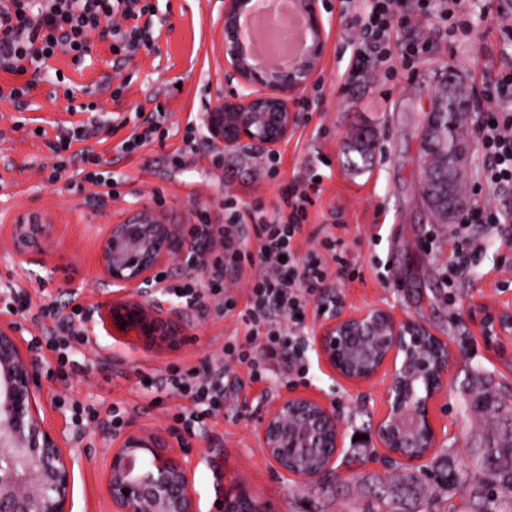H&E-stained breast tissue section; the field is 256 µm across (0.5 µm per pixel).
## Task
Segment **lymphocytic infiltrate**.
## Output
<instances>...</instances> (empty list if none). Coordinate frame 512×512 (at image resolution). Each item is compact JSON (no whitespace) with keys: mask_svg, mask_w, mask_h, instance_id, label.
I'll return each mask as SVG.
<instances>
[{"mask_svg":"<svg viewBox=\"0 0 512 512\" xmlns=\"http://www.w3.org/2000/svg\"><path fill=\"white\" fill-rule=\"evenodd\" d=\"M342 2L343 14L359 30L358 49L346 71L349 84L365 70L391 62L388 49L396 16L439 18L430 32L416 31L412 50L419 55L429 53L437 37L465 25L461 0H376L365 14L353 13L354 0ZM148 10L141 0H0V69L39 79L46 61L57 53L82 60L97 32L111 37L113 53L133 52L148 42V29L140 24ZM496 15L502 49L494 77L484 80L483 86L497 111L478 135L488 159L482 176L492 197L512 190V0H498ZM99 124V119L89 118L73 127L66 139L81 143L76 174L95 187L94 197L102 202L120 192L115 181L94 172L99 158L85 145ZM320 192L315 182L306 189L288 185L281 195L284 211L271 217L255 207L235 208L229 200L224 203L227 223H212L208 212H201L198 223L181 232L189 246L188 273L178 280L168 272L153 278L161 294L176 298L185 308L213 304L217 315L234 316L245 329L244 334H232L219 354L167 377L166 390L186 400L175 419L187 432L223 415L225 380L236 367L245 368L254 384L266 380L271 367L281 362L289 372H301L307 309L324 289L335 285L322 253L343 243L335 225L324 224L320 249H308L301 257L293 253L292 242L304 229L306 205ZM8 312L29 317L40 329L41 342L58 353L60 364L68 363L66 350L72 342H90L85 323L91 307H77L75 317H65L54 307L36 305L30 293L18 287L10 293Z\"/></svg>","mask_w":512,"mask_h":512,"instance_id":"obj_1","label":"lymphocytic infiltrate"}]
</instances>
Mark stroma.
I'll list each match as a JSON object with an SVG mask.
<instances>
[{"label":"stroma","instance_id":"stroma-1","mask_svg":"<svg viewBox=\"0 0 512 512\" xmlns=\"http://www.w3.org/2000/svg\"><path fill=\"white\" fill-rule=\"evenodd\" d=\"M153 13L151 40L134 57L113 54L109 40L93 37L89 56L76 62L59 54L49 60L43 81L19 100H0V324H16L23 346L37 334L30 323L8 314L10 288L20 286L63 313L98 305L111 284L99 270V242L110 225L120 224L142 206L153 207L167 224H193L208 209L222 221L225 196L239 207L262 203L273 215L281 185L318 178L323 192L311 207L310 230L339 224L341 254L348 272L326 293L321 311H309L307 327L316 332L331 314L373 308L423 325L448 342L456 357L446 394L432 405L438 449L461 456L469 426L463 398L471 372L481 369L512 385V337L506 348L490 345L481 317L512 312V195L493 200L496 224H435L418 195L413 162L417 135L429 98L442 74L467 85L480 83L489 53L498 51L494 0H467L472 27L455 40H438L432 53L412 69L386 75L369 70L353 84L344 72L356 43L350 22L339 19V0H324L328 42L320 71L298 104L301 122L277 150L274 173L260 169L258 150L222 153L201 128V115L230 93L224 82V0H147ZM94 104L105 124L94 149L100 168L119 183L121 195L102 206L48 182L46 168L68 129L87 120ZM164 115L161 138L130 156L117 158L115 145L132 132L138 113ZM120 116L127 127L112 130L106 120ZM371 130L372 164L353 173L344 165L350 136ZM46 224L29 246V262L14 258L15 228L30 219ZM472 242L477 252L455 271L458 248ZM90 344H73L71 366H59L40 349L45 419L62 437L74 460L73 512H112L106 489V460L114 436L102 435L80 414L84 407L125 408V430L166 428L185 447L197 449L191 464L201 512H213L216 471L232 473L260 495L273 512H362L361 484L388 477L376 437L382 388L332 375L308 349V372L269 373L259 384L230 396L223 416L207 421L197 434L174 420L182 400L140 393L142 376L161 377L208 358L236 328L234 317L201 312L191 335L175 349H130L105 331L100 318L87 325ZM301 393L332 407L345 432L367 438V451L337 459L339 480L312 485L283 477L266 457L256 429L281 396Z\"/></svg>","mask_w":512,"mask_h":512}]
</instances>
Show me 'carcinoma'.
<instances>
[{
	"mask_svg": "<svg viewBox=\"0 0 512 512\" xmlns=\"http://www.w3.org/2000/svg\"><path fill=\"white\" fill-rule=\"evenodd\" d=\"M459 98L453 85L433 97L430 112L442 135L418 143V164L429 171L428 189L434 196L446 198L450 191L460 197L468 195L467 183L446 164L454 144L469 143L467 111ZM373 150L372 137L357 133L348 145V168L356 173L363 171ZM464 411L482 423L471 435L473 446L467 449L466 457L458 460L444 451L435 454L426 468L438 478L436 488L465 493L470 512H512V405H508L505 389L490 375L474 372ZM433 494L419 474L403 469L375 490L376 499L385 510L367 512H411L412 504L423 512H433Z\"/></svg>",
	"mask_w": 512,
	"mask_h": 512,
	"instance_id": "cac0c4a2",
	"label": "carcinoma"
}]
</instances>
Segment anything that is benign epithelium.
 <instances>
[{"label": "benign epithelium", "instance_id": "7a95c632", "mask_svg": "<svg viewBox=\"0 0 512 512\" xmlns=\"http://www.w3.org/2000/svg\"><path fill=\"white\" fill-rule=\"evenodd\" d=\"M321 4L299 0L310 38L288 67L278 68L258 67L250 60L239 20L252 10L251 0H224V80L237 84L240 92L203 116L207 132L224 149L255 147L273 154L293 133L299 122L296 103L315 79L325 51ZM43 228L34 220L29 228L17 225V262L30 261L28 245ZM177 250V226L162 223L147 206L110 226L99 244L100 272L115 287L112 297L99 304L110 336L132 349L161 343L174 348L188 336L190 328L146 289L157 266ZM313 346L342 378L383 387L378 442L403 464L426 463L437 445L431 404L447 390L455 364L448 343L419 324L371 309L331 316L316 331ZM39 372L37 356L20 347L15 327L0 326V512H73V464L42 415ZM257 436L284 476L307 483L336 472L345 445L336 413L298 394L272 404ZM290 448L322 449L320 465L289 467ZM107 491L112 512H199L190 461L161 428L130 431L113 446ZM214 509L269 512L232 475L222 477Z\"/></svg>", "mask_w": 512, "mask_h": 512}]
</instances>
